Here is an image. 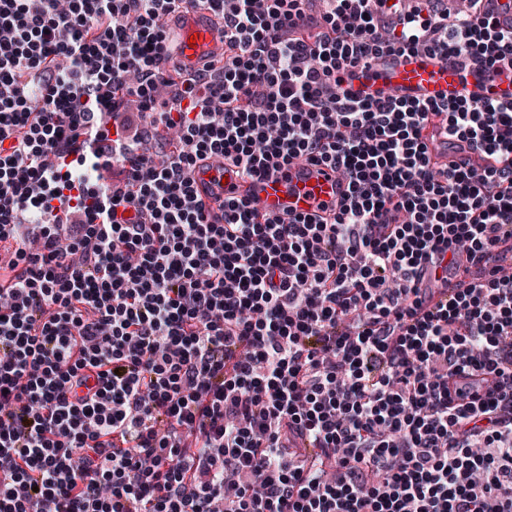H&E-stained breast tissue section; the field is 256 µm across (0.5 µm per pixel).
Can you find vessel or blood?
I'll return each instance as SVG.
<instances>
[{
  "mask_svg": "<svg viewBox=\"0 0 512 512\" xmlns=\"http://www.w3.org/2000/svg\"><path fill=\"white\" fill-rule=\"evenodd\" d=\"M178 17L175 58L181 67L195 69L223 55L224 25L213 13L187 8L180 10ZM356 74L354 86L363 93L438 104L480 97L487 84L478 66L462 67L440 53H407L388 66L373 62L358 67ZM192 178L203 201L247 198L260 212L286 219L329 214L348 194L345 179L323 166L298 164L285 174L245 179L219 155L199 162Z\"/></svg>",
  "mask_w": 512,
  "mask_h": 512,
  "instance_id": "1",
  "label": "vessel or blood"
}]
</instances>
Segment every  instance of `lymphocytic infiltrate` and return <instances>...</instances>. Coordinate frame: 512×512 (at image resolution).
<instances>
[{
    "mask_svg": "<svg viewBox=\"0 0 512 512\" xmlns=\"http://www.w3.org/2000/svg\"><path fill=\"white\" fill-rule=\"evenodd\" d=\"M180 2L0 0V512H512V105L345 85L407 52L496 71L512 0L386 35L389 0H202L224 69L161 102ZM132 107L191 152L148 162L108 123ZM439 112L502 165L434 169ZM212 152L323 165L348 196L329 222L244 199L216 222L191 186ZM74 153L124 180L87 191Z\"/></svg>",
    "mask_w": 512,
    "mask_h": 512,
    "instance_id": "1",
    "label": "lymphocytic infiltrate"
}]
</instances>
